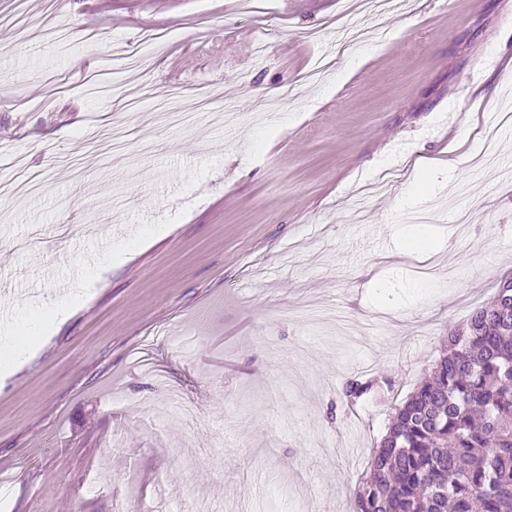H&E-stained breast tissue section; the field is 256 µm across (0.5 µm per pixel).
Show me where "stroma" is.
Returning <instances> with one entry per match:
<instances>
[{"label": "stroma", "instance_id": "1", "mask_svg": "<svg viewBox=\"0 0 512 512\" xmlns=\"http://www.w3.org/2000/svg\"><path fill=\"white\" fill-rule=\"evenodd\" d=\"M508 106L512 0H0V336L88 286L0 372L10 512H351L391 406L512 279V128L469 165Z\"/></svg>", "mask_w": 512, "mask_h": 512}]
</instances>
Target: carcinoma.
Masks as SVG:
<instances>
[{"instance_id": "1", "label": "carcinoma", "mask_w": 512, "mask_h": 512, "mask_svg": "<svg viewBox=\"0 0 512 512\" xmlns=\"http://www.w3.org/2000/svg\"><path fill=\"white\" fill-rule=\"evenodd\" d=\"M372 389L349 380L344 396ZM354 512H512V279L394 408Z\"/></svg>"}]
</instances>
